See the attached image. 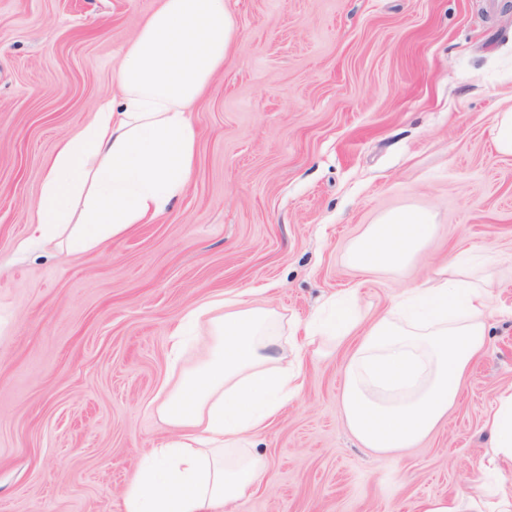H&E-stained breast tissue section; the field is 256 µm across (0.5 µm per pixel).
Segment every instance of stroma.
Wrapping results in <instances>:
<instances>
[{
  "label": "stroma",
  "instance_id": "stroma-1",
  "mask_svg": "<svg viewBox=\"0 0 512 512\" xmlns=\"http://www.w3.org/2000/svg\"><path fill=\"white\" fill-rule=\"evenodd\" d=\"M241 32L192 119L187 190L164 216L89 251H26L45 164L112 92L156 0H0V512H122L142 455L169 432L156 395L203 358L170 359L188 309L247 289L304 323L352 287L349 242L382 215L431 213L413 265L381 272L384 312L462 248L512 253V0H224ZM344 355L310 363L299 403L259 437L270 482L237 512H418L477 470L512 386V318L444 422L414 448L361 447L340 409ZM493 130L496 151L500 155L512 156V108L496 113Z\"/></svg>",
  "mask_w": 512,
  "mask_h": 512
}]
</instances>
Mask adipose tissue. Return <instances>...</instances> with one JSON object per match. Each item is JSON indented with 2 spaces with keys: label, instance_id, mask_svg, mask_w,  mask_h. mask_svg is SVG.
<instances>
[{
  "label": "adipose tissue",
  "instance_id": "obj_1",
  "mask_svg": "<svg viewBox=\"0 0 512 512\" xmlns=\"http://www.w3.org/2000/svg\"><path fill=\"white\" fill-rule=\"evenodd\" d=\"M239 36L224 0H157L124 49L111 97L48 160L33 239L67 227L69 247L85 251L167 213L194 171L191 113ZM435 232L428 212L395 210L348 244L346 260L363 275L401 272ZM502 262L480 248L456 252L379 315L359 311L360 290L348 289L305 322L299 339L286 334L281 314L242 292L189 310L172 332L170 356L180 359L208 312L211 357L160 390L171 436L141 458L122 512H233L269 481L258 436L300 397L307 364L342 348L341 409L352 435L384 456L415 447L457 404L462 377L488 346ZM484 427L493 445L477 474L421 512H460L465 499L474 512H512V493L496 479L512 463V390L497 395Z\"/></svg>",
  "mask_w": 512,
  "mask_h": 512
}]
</instances>
